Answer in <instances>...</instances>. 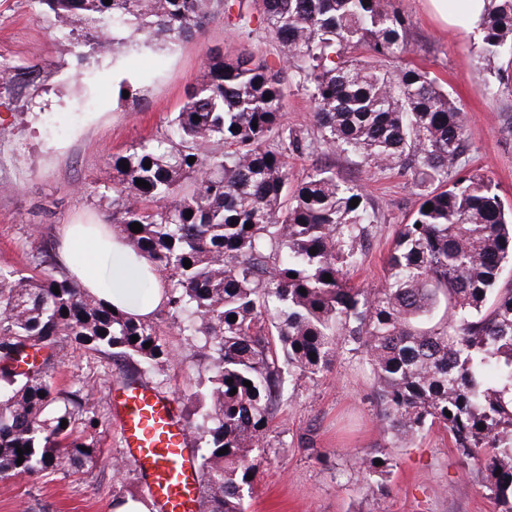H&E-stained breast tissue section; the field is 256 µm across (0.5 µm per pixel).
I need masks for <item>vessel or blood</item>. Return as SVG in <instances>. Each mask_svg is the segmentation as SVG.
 <instances>
[{"label": "vessel or blood", "instance_id": "obj_1", "mask_svg": "<svg viewBox=\"0 0 512 512\" xmlns=\"http://www.w3.org/2000/svg\"><path fill=\"white\" fill-rule=\"evenodd\" d=\"M112 420L155 512H196L198 464L177 404L145 384L110 394Z\"/></svg>", "mask_w": 512, "mask_h": 512}]
</instances>
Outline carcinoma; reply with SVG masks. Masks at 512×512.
Returning a JSON list of instances; mask_svg holds the SVG:
<instances>
[{
    "label": "carcinoma",
    "instance_id": "cac0c4a2",
    "mask_svg": "<svg viewBox=\"0 0 512 512\" xmlns=\"http://www.w3.org/2000/svg\"><path fill=\"white\" fill-rule=\"evenodd\" d=\"M490 2L481 36L489 65L512 48V0ZM37 3L66 38L93 56L112 54L114 65L136 36L145 50L159 39L176 46L200 33L210 13V0ZM261 15L314 104L322 143L432 190L396 230L386 285L352 282L375 208L329 168L291 177L288 155L311 142L284 122L280 72L249 54L208 57L170 133L112 157L107 220L155 267L186 340L213 351L204 390L183 396L205 448L202 512H244L288 382L315 380L350 353L373 376L383 438L410 440L442 427L497 512H512V282L497 287L512 262V210L488 177L458 168L464 112L428 71L387 66L407 52L405 22L391 0H262ZM133 223L142 231L132 232ZM31 263L49 270L32 278L0 269L1 479L93 458L96 416L84 411L85 386L51 382L64 343L135 360L145 372L173 358L159 323L110 312L68 275L55 248L31 254ZM490 370L495 388L484 385ZM27 446L19 465L17 449ZM355 465L374 476L390 467L373 456Z\"/></svg>",
    "mask_w": 512,
    "mask_h": 512
}]
</instances>
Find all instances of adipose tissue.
<instances>
[{
	"mask_svg": "<svg viewBox=\"0 0 512 512\" xmlns=\"http://www.w3.org/2000/svg\"><path fill=\"white\" fill-rule=\"evenodd\" d=\"M490 0H426L430 14L443 26L472 34L482 29ZM64 245L71 272L80 287L110 307L137 319H151L163 302L162 286L142 290L151 264L135 255L119 233L99 224H68Z\"/></svg>",
	"mask_w": 512,
	"mask_h": 512,
	"instance_id": "1",
	"label": "adipose tissue"
}]
</instances>
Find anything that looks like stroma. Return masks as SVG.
<instances>
[{"label":"stroma","mask_w":512,"mask_h":512,"mask_svg":"<svg viewBox=\"0 0 512 512\" xmlns=\"http://www.w3.org/2000/svg\"><path fill=\"white\" fill-rule=\"evenodd\" d=\"M235 2L250 19L249 29L228 22L224 0H211L200 35L153 53L129 47L118 63L104 55L89 82L79 75L80 46L63 37L35 0H0V64L41 70L33 86L0 89V268L38 276L28 257L44 241L60 242L63 225L105 223L106 203L90 192V184H111L112 155L165 135L209 53L232 58L250 51L279 67V47L257 22L258 0ZM391 2L407 26L404 62L435 75L466 114V169L487 174L512 206V52L502 53L494 71L483 70L480 38L441 26L423 0ZM124 81L139 83V102L121 98ZM284 85L286 124L315 144L312 152L289 156L288 169L298 177L325 166L362 186L378 220L368 258L351 277L381 287L395 231L417 209L422 190L398 171L365 170L355 157L319 144L312 102L292 74H285ZM33 96L44 111L28 110ZM36 226L43 230L38 238L31 235ZM154 319L174 358L144 376V383L174 398L203 388L208 350L186 341L166 308ZM118 372L103 355L69 347L61 352L54 380L60 388L86 384L85 407L99 419V456L81 466L64 461L43 474L0 479V512H112L116 494L143 496L112 423L108 392L117 387ZM288 390L293 398L268 435L267 462L245 501L246 512H496L442 429L408 444L382 440L372 385L357 360L337 361L318 380H295ZM361 455L391 460L384 496L372 495L373 476L355 466ZM117 461L123 465L119 473L113 469Z\"/></svg>","instance_id":"1"}]
</instances>
